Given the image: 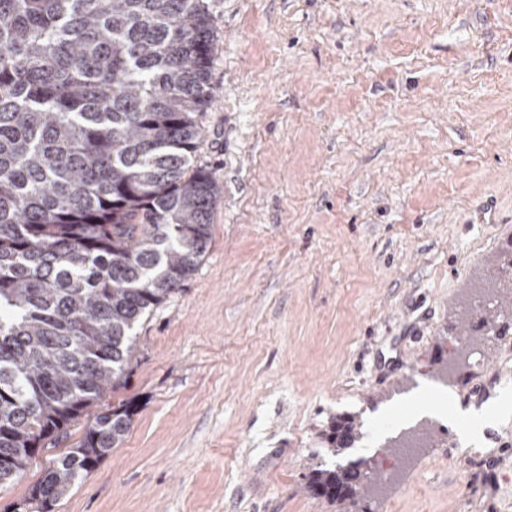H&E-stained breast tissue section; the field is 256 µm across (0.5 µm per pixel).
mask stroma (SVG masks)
Segmentation results:
<instances>
[{
	"mask_svg": "<svg viewBox=\"0 0 512 512\" xmlns=\"http://www.w3.org/2000/svg\"><path fill=\"white\" fill-rule=\"evenodd\" d=\"M208 3L210 244L137 329L126 438L52 512H512V417L463 403L512 395V310L457 342L512 250V0ZM339 416L364 436L334 453ZM466 428L502 439L497 480L449 458ZM359 459L357 503L308 489Z\"/></svg>",
	"mask_w": 512,
	"mask_h": 512,
	"instance_id": "1",
	"label": "stroma"
}]
</instances>
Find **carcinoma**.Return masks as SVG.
<instances>
[{
    "mask_svg": "<svg viewBox=\"0 0 512 512\" xmlns=\"http://www.w3.org/2000/svg\"><path fill=\"white\" fill-rule=\"evenodd\" d=\"M214 42L207 0H0V486L85 420L13 512H52L121 444L136 407L101 402L207 252ZM325 438L350 447L355 419ZM357 468L309 487L354 500Z\"/></svg>",
    "mask_w": 512,
    "mask_h": 512,
    "instance_id": "cac0c4a2",
    "label": "carcinoma"
}]
</instances>
